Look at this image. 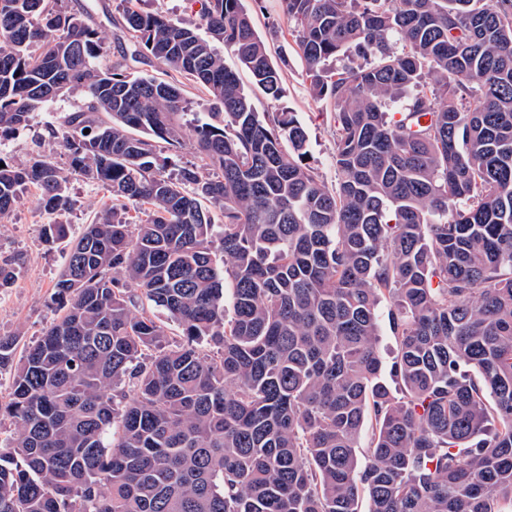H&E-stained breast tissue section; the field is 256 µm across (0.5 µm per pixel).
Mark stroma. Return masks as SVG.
<instances>
[{
	"instance_id": "35a3bbf8",
	"label": "stroma",
	"mask_w": 512,
	"mask_h": 512,
	"mask_svg": "<svg viewBox=\"0 0 512 512\" xmlns=\"http://www.w3.org/2000/svg\"><path fill=\"white\" fill-rule=\"evenodd\" d=\"M143 12L160 13L188 26L199 25L198 0H68L70 11L83 15L104 33L103 60H124L128 70L157 74L155 61L135 56V46L115 21L126 6ZM257 33L266 41L272 60L281 68V94L270 98L256 86L247 70L241 69L232 53H225L226 66L237 69L240 81L259 112L287 109L294 112L307 135L306 161L328 185H335L338 174L334 160L336 124L330 103L315 99L306 78L304 62L294 37V24L283 14L280 0H243ZM82 94L74 93L44 106L36 113L29 129L0 140V155L20 162L32 150H39L52 161L65 166L66 152L53 136L62 113L78 110ZM73 209L58 214L40 210L35 191H28L12 213L0 220V259L18 257L19 269L11 288L0 292V336H13L19 348L36 342L44 328L56 317L51 303L54 285L62 270L61 249L47 245L42 237L43 225L62 222L70 225L72 236H80L96 214L110 207L111 195L82 176L70 177Z\"/></svg>"
}]
</instances>
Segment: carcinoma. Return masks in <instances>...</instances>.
<instances>
[{
  "label": "carcinoma",
  "mask_w": 512,
  "mask_h": 512,
  "mask_svg": "<svg viewBox=\"0 0 512 512\" xmlns=\"http://www.w3.org/2000/svg\"><path fill=\"white\" fill-rule=\"evenodd\" d=\"M201 2L199 28L124 15L214 109L202 165L172 176L180 87L100 61L64 0H0V140L85 97L57 130L71 171L0 156V219L31 188L71 209L72 171L112 195L76 240L43 225L61 315L18 358L0 336V512H512V0H281L335 108L334 187L296 115L256 112L215 47L280 96L242 0ZM388 308L389 304L387 302H383L379 308V326H380V340H379V350L384 360L385 364V375L387 377L389 386L394 395L397 396L396 393V384L389 377V369L391 367L392 362L394 361V356L396 352V341L390 330L389 322H388Z\"/></svg>",
  "instance_id": "obj_1"
}]
</instances>
